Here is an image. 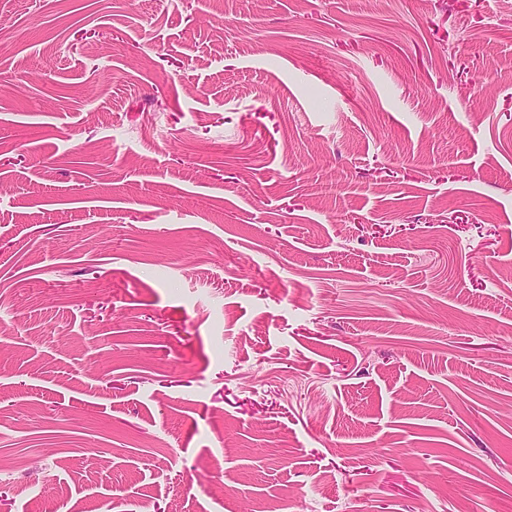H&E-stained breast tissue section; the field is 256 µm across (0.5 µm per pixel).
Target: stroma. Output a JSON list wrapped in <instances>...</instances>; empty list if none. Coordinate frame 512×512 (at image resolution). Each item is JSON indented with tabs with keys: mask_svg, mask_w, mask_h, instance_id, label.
Here are the masks:
<instances>
[{
	"mask_svg": "<svg viewBox=\"0 0 512 512\" xmlns=\"http://www.w3.org/2000/svg\"><path fill=\"white\" fill-rule=\"evenodd\" d=\"M0 512H512V0H0Z\"/></svg>",
	"mask_w": 512,
	"mask_h": 512,
	"instance_id": "stroma-1",
	"label": "stroma"
}]
</instances>
